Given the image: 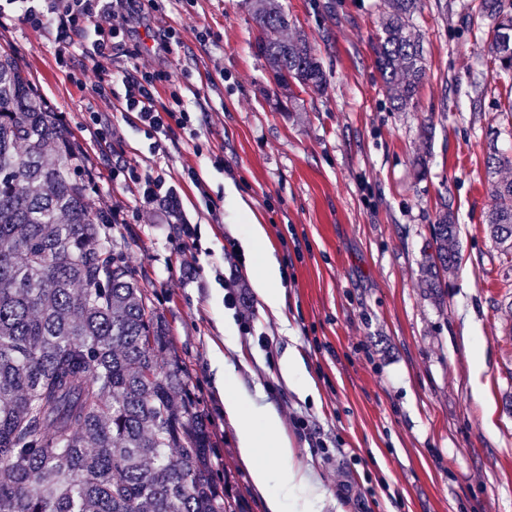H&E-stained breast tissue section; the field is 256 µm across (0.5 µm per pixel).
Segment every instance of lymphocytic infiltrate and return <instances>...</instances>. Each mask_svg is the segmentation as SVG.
<instances>
[{"label": "lymphocytic infiltrate", "mask_w": 512, "mask_h": 512, "mask_svg": "<svg viewBox=\"0 0 512 512\" xmlns=\"http://www.w3.org/2000/svg\"><path fill=\"white\" fill-rule=\"evenodd\" d=\"M18 5L25 21L33 28H42L56 20L55 39L74 49L90 48L95 62L113 60L122 52L131 66L122 73L126 109L138 113L150 133H168L175 129L191 128L189 113L183 109L158 112L154 98L158 85L167 83L168 72L155 64L139 65L142 50L133 39L131 24L139 20L138 0H43L33 6L32 0H7Z\"/></svg>", "instance_id": "1"}]
</instances>
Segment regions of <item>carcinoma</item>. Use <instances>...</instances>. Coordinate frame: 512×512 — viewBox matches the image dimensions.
Here are the masks:
<instances>
[{
    "label": "carcinoma",
    "mask_w": 512,
    "mask_h": 512,
    "mask_svg": "<svg viewBox=\"0 0 512 512\" xmlns=\"http://www.w3.org/2000/svg\"><path fill=\"white\" fill-rule=\"evenodd\" d=\"M373 50L393 106L414 104L426 64L419 0H386ZM493 68L512 73V11L486 0ZM278 86L326 73L286 35L278 0L256 9ZM512 166L496 149L489 173ZM88 161L25 64L0 50V512H237L215 476L204 410L140 276L101 236ZM492 240L512 254V180L491 184ZM426 286L460 260L448 209L430 225Z\"/></svg>",
    "instance_id": "carcinoma-1"
}]
</instances>
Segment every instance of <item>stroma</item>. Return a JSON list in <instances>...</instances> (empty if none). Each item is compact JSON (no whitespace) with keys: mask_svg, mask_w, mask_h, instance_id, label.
<instances>
[{"mask_svg":"<svg viewBox=\"0 0 512 512\" xmlns=\"http://www.w3.org/2000/svg\"><path fill=\"white\" fill-rule=\"evenodd\" d=\"M256 0H193L146 9L151 28L179 31L165 56L171 87L198 139L146 134L120 111L121 63L101 71L75 53L56 63L55 27L35 29L14 6L0 46L30 70L89 161L96 192L122 211L114 251L142 276L189 387L208 415L214 461L241 512H267L237 450L224 392L272 405L329 499L314 512H512V258L490 239L491 148L512 153V76L490 66L482 0H420L426 62L416 106L393 108L373 46L384 0H281L290 32L322 62L324 90L279 89L256 42ZM113 73L112 104L92 93ZM109 117L101 142L90 120ZM159 174L179 197L172 216L138 224L141 203L122 170ZM198 178L190 180L188 169ZM247 210H240V203ZM458 224L460 261L435 299L422 269L441 207ZM266 229L281 267L289 326L264 315L252 286L251 223ZM197 228L184 245L180 228ZM241 299L224 302L227 280ZM232 325L236 350L224 351ZM308 388L280 376L287 349Z\"/></svg>","mask_w":512,"mask_h":512,"instance_id":"stroma-1","label":"stroma"}]
</instances>
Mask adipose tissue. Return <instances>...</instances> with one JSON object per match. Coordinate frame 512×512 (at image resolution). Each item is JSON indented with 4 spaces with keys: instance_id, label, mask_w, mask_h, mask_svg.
<instances>
[{
    "instance_id": "1",
    "label": "adipose tissue",
    "mask_w": 512,
    "mask_h": 512,
    "mask_svg": "<svg viewBox=\"0 0 512 512\" xmlns=\"http://www.w3.org/2000/svg\"><path fill=\"white\" fill-rule=\"evenodd\" d=\"M267 235L263 225H252L247 246L262 256L252 271L253 286L262 302L263 309L280 322H287L284 291L280 286V265L266 249ZM224 411L238 426V452L247 466L252 483L258 492L265 494L268 512H284L285 505H292L295 512H302L303 502L293 500L296 488L308 490L313 499H323L324 493L315 481L311 466H292L293 450L285 437L280 419L268 406H247L246 396L234 392L224 397ZM273 449L279 463L286 467V475L277 492H270L273 472L266 462L264 449Z\"/></svg>"
}]
</instances>
